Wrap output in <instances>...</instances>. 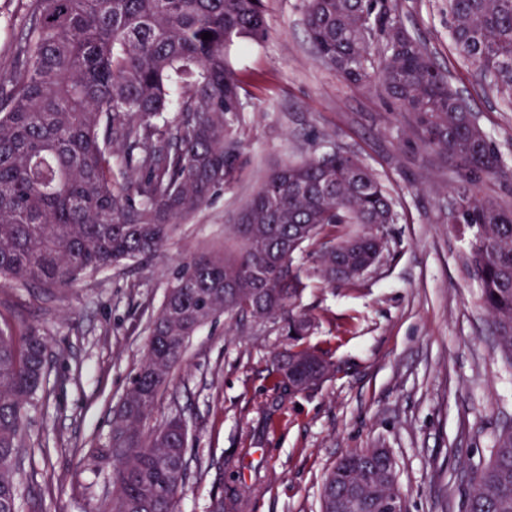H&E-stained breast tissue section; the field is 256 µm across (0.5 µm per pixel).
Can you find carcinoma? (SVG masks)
Masks as SVG:
<instances>
[{
  "mask_svg": "<svg viewBox=\"0 0 512 512\" xmlns=\"http://www.w3.org/2000/svg\"><path fill=\"white\" fill-rule=\"evenodd\" d=\"M398 10V0H304L305 28L319 62L351 84L377 80L424 147L466 171L454 223L471 234L481 301L512 361V209L476 186L499 157L448 72L395 26ZM448 13L461 55L512 102V0H448ZM267 33L263 0H31L0 89V278L64 289L156 255L238 171L244 93L228 49ZM397 219L374 174L340 148L264 178L239 218L241 251L184 262L150 321L106 449L117 460L110 512H175L187 439L143 424L189 338L222 315L272 323L287 345L274 389L304 392L326 357L306 343L314 320L297 306L295 255L311 251L334 283L338 260L360 268L382 255L380 228ZM46 351L38 329L18 341L0 326V512H17L19 433ZM338 471L351 484L373 475L377 512L403 497L389 451L355 448L329 471L321 512H359L335 495ZM470 483L465 512H512V428Z\"/></svg>",
  "mask_w": 512,
  "mask_h": 512,
  "instance_id": "obj_1",
  "label": "carcinoma"
}]
</instances>
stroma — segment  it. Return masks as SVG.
I'll return each mask as SVG.
<instances>
[{
    "instance_id": "obj_1",
    "label": "stroma",
    "mask_w": 512,
    "mask_h": 512,
    "mask_svg": "<svg viewBox=\"0 0 512 512\" xmlns=\"http://www.w3.org/2000/svg\"><path fill=\"white\" fill-rule=\"evenodd\" d=\"M402 26L448 72L501 164L482 194L512 207V105L450 37L448 0H399ZM29 0H0V79L13 61ZM269 32L240 40L230 60L248 92L237 119L244 166L223 192L177 224L135 266L82 277L64 290L0 284V318L47 342L46 382L21 431L18 512H108L112 419L146 351L148 325L180 265L238 250L241 211L272 167L342 148L394 199L379 264L354 283L322 281L310 259L300 306L308 341L339 372L317 389L274 391L272 324L220 317L186 343L146 421L187 427V476L176 512H213L224 491L243 512H320V488L353 448L391 453L406 512H464L468 472L486 466L512 427V365L468 262L469 235L449 223L460 169L439 161L377 83L351 85L316 58L302 0H264Z\"/></svg>"
}]
</instances>
